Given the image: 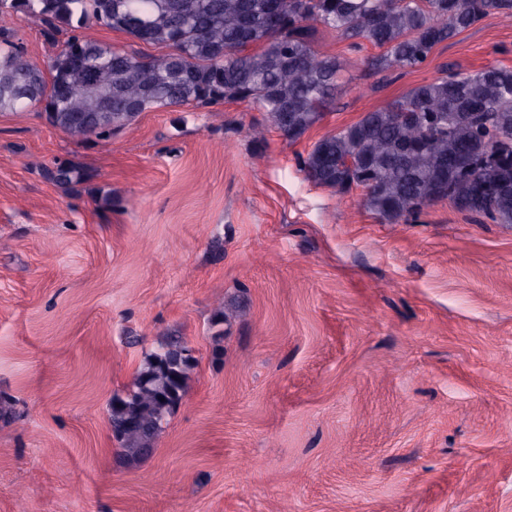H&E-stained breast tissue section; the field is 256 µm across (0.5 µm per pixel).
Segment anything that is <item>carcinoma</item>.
Listing matches in <instances>:
<instances>
[{
    "mask_svg": "<svg viewBox=\"0 0 512 512\" xmlns=\"http://www.w3.org/2000/svg\"><path fill=\"white\" fill-rule=\"evenodd\" d=\"M169 0H0V17L23 13L45 27L63 47L41 68L24 58L13 31L0 25V113L40 106L51 124L81 141L108 136L126 115L102 107L106 72L112 96L140 83L136 112L246 102L290 139L313 127L336 100L343 64L315 48L317 27L360 49L378 74L417 69L439 44L483 18L512 16V0H280L285 22L271 18L272 0H184L181 15ZM120 31L133 41L165 49L139 56L102 43L83 29L89 21ZM412 112L428 126L418 149L402 148ZM512 152V67L489 66L443 72L410 88L386 106L316 142L303 159L307 180L338 192L364 191V205L393 222L447 199L458 209L512 224V199L497 195V183L512 185V165L493 157ZM49 178L67 187L82 174L60 163ZM160 341L145 356L130 383L109 402L108 423L126 461L148 454L176 409L171 388L185 394L194 360L168 362Z\"/></svg>",
    "mask_w": 512,
    "mask_h": 512,
    "instance_id": "carcinoma-1",
    "label": "carcinoma"
}]
</instances>
